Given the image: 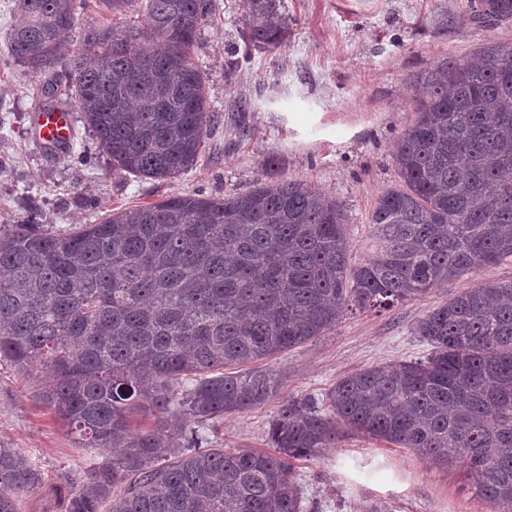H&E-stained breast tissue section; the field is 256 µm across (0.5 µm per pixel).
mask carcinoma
I'll return each mask as SVG.
<instances>
[{"label": "carcinoma", "instance_id": "cac0c4a2", "mask_svg": "<svg viewBox=\"0 0 512 512\" xmlns=\"http://www.w3.org/2000/svg\"><path fill=\"white\" fill-rule=\"evenodd\" d=\"M139 3L145 44L112 26L87 38L92 62L69 60L63 35L79 0H13L25 22L11 56L37 72L49 106L73 100L112 169L168 179L205 146L206 77L190 48L211 0ZM245 46L288 37L283 0H242ZM475 19H512V0H478ZM512 46L443 59L419 78L416 117L397 142L404 183L371 213L374 253L349 265L336 199L277 178L215 198L171 196L113 212L69 234L34 215L0 225V362L49 375L42 402L103 451L64 512H304L296 461L340 428L461 462L495 512H512V282H480L427 311L412 335L422 360L340 377L320 408L280 402L271 450L210 448L195 427L277 396L261 362L336 327L348 313L389 309L512 257ZM238 371H227L229 367ZM153 417L148 428L134 415ZM28 456L0 443V512L43 487ZM108 510H103V505Z\"/></svg>", "mask_w": 512, "mask_h": 512}]
</instances>
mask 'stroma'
<instances>
[{
    "mask_svg": "<svg viewBox=\"0 0 512 512\" xmlns=\"http://www.w3.org/2000/svg\"><path fill=\"white\" fill-rule=\"evenodd\" d=\"M213 14L191 49L207 77L208 136L192 168L165 180L113 171L72 101L73 151L40 140L44 77L15 61L6 36L20 17L0 0V225L37 211L43 229L67 233L109 211L185 193L227 196L273 177L304 181L342 205L350 261L373 250L369 220L379 195L398 185L395 144L415 118L416 81L443 58L473 56L487 42L512 45V19L484 26L475 0H284L288 38L247 50L241 0H212ZM245 125L230 112L238 100ZM480 281H512V258L466 274L389 310L350 313L333 330L272 358L288 396L323 400L341 376L414 360L430 348L412 324ZM39 369L0 364V442L30 455L44 476L21 512H62L86 477L89 454L38 398ZM277 401L201 428L210 447L265 449ZM296 470L318 512H492L459 462L444 464L342 430Z\"/></svg>",
    "mask_w": 512,
    "mask_h": 512,
    "instance_id": "stroma-1",
    "label": "stroma"
}]
</instances>
